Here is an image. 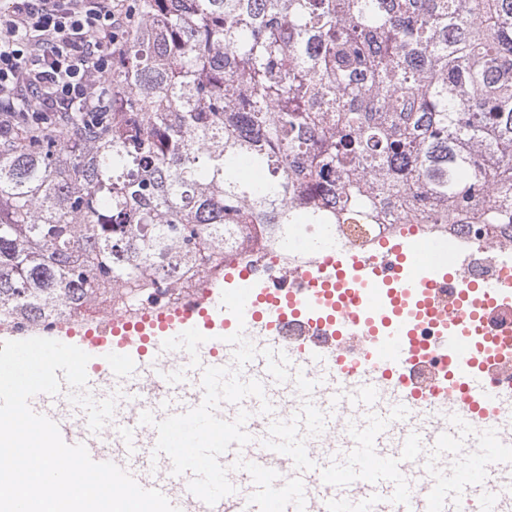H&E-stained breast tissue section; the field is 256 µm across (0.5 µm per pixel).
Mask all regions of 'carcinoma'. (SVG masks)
Segmentation results:
<instances>
[{"label": "carcinoma", "instance_id": "carcinoma-1", "mask_svg": "<svg viewBox=\"0 0 512 512\" xmlns=\"http://www.w3.org/2000/svg\"><path fill=\"white\" fill-rule=\"evenodd\" d=\"M112 112L0 143V322L249 224L512 225V0H122ZM499 203H485L490 191Z\"/></svg>", "mask_w": 512, "mask_h": 512}]
</instances>
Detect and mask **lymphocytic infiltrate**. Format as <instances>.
<instances>
[{
    "instance_id": "1",
    "label": "lymphocytic infiltrate",
    "mask_w": 512,
    "mask_h": 512,
    "mask_svg": "<svg viewBox=\"0 0 512 512\" xmlns=\"http://www.w3.org/2000/svg\"><path fill=\"white\" fill-rule=\"evenodd\" d=\"M116 2L10 0L0 16V127L111 111L112 45L125 25Z\"/></svg>"
}]
</instances>
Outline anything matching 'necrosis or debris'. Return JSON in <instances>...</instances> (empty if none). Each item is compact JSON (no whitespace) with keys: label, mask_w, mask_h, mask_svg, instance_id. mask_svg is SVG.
Instances as JSON below:
<instances>
[{"label":"necrosis or debris","mask_w":512,"mask_h":512,"mask_svg":"<svg viewBox=\"0 0 512 512\" xmlns=\"http://www.w3.org/2000/svg\"><path fill=\"white\" fill-rule=\"evenodd\" d=\"M289 233L308 240L331 238L337 251L364 260L381 256L382 241L405 233L421 241L448 239L458 258L455 272L443 282V293L452 300L457 299L467 284L498 282L505 270L512 269V228L508 226L486 224L478 229L458 218L445 224L422 221L405 224L393 212L376 224H292L285 229L277 224H256L249 243L226 250L219 263L185 272L175 287L164 290L161 302L172 307L181 305L188 297L199 295L209 281L223 277L225 267L232 264L250 268L254 277L264 280L278 277L285 269H308L313 257L288 249L285 236ZM141 310V305H124L105 295L82 300L60 315L18 316L0 329L12 336L49 333L62 324H93L113 315L133 319Z\"/></svg>","instance_id":"1"}]
</instances>
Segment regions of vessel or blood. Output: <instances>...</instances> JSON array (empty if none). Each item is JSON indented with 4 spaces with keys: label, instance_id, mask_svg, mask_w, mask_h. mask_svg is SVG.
Here are the masks:
<instances>
[{
    "label": "vessel or blood",
    "instance_id": "obj_1",
    "mask_svg": "<svg viewBox=\"0 0 512 512\" xmlns=\"http://www.w3.org/2000/svg\"><path fill=\"white\" fill-rule=\"evenodd\" d=\"M305 249L317 266L295 278L263 284L233 266L179 307L67 328L90 356L88 390L124 406L120 432H91L66 385L31 409L180 512H456L463 496L512 512V439L487 420L503 397L489 372L503 360L476 353L483 312L512 290L486 283L442 302L437 282L456 265L445 240L385 244L355 277L327 240ZM427 316L442 325L436 353L461 404L406 383ZM291 317L328 343L289 348ZM347 332L368 352L350 373Z\"/></svg>",
    "mask_w": 512,
    "mask_h": 512
}]
</instances>
